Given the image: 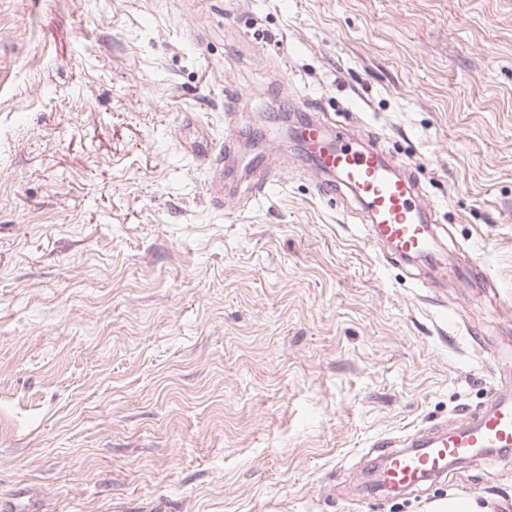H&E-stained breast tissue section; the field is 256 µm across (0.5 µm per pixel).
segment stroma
I'll use <instances>...</instances> for the list:
<instances>
[{
	"label": "stroma",
	"mask_w": 512,
	"mask_h": 512,
	"mask_svg": "<svg viewBox=\"0 0 512 512\" xmlns=\"http://www.w3.org/2000/svg\"><path fill=\"white\" fill-rule=\"evenodd\" d=\"M399 158L449 265L387 257L277 125ZM278 175L212 205L229 129ZM512 0H0V498L17 512H512V455L403 493L379 439L512 373Z\"/></svg>",
	"instance_id": "35a3bbf8"
}]
</instances>
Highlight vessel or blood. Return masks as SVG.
Here are the masks:
<instances>
[{
	"mask_svg": "<svg viewBox=\"0 0 512 512\" xmlns=\"http://www.w3.org/2000/svg\"><path fill=\"white\" fill-rule=\"evenodd\" d=\"M299 136L319 161L320 192L348 189L366 216L368 238L387 245L401 259L420 262L443 276L463 277V270L449 268L437 243L432 210L420 201L414 182L399 172L397 162L378 147L357 146L344 128L313 117L301 125ZM229 156V148L222 146L210 158L213 204L219 209L224 206V181L235 176ZM375 446L388 460L387 483L404 489L416 486L422 476H440L449 458L468 456L476 448H512V389L496 391L480 413L465 416L455 429L436 436L412 434L400 450L388 439Z\"/></svg>",
	"mask_w": 512,
	"mask_h": 512,
	"instance_id": "1",
	"label": "vessel or blood"
}]
</instances>
